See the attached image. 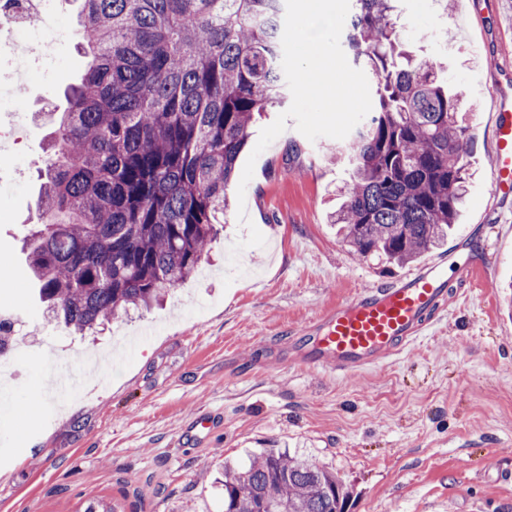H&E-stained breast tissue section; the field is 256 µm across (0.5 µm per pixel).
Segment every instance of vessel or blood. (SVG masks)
Instances as JSON below:
<instances>
[{"label":"vessel or blood","instance_id":"vessel-or-blood-1","mask_svg":"<svg viewBox=\"0 0 512 512\" xmlns=\"http://www.w3.org/2000/svg\"><path fill=\"white\" fill-rule=\"evenodd\" d=\"M495 96L491 184L496 194L507 196L512 194V80L498 83ZM447 307L448 264L442 261L336 304L302 340L300 360L336 375L356 374L426 336Z\"/></svg>","mask_w":512,"mask_h":512}]
</instances>
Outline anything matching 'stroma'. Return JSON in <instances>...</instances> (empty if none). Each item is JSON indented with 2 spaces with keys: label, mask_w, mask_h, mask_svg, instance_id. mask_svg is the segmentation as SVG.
<instances>
[{
  "label": "stroma",
  "mask_w": 512,
  "mask_h": 512,
  "mask_svg": "<svg viewBox=\"0 0 512 512\" xmlns=\"http://www.w3.org/2000/svg\"><path fill=\"white\" fill-rule=\"evenodd\" d=\"M401 38L440 68L467 108L473 135L466 192L441 248L410 267L351 253L330 214L347 162L337 142L295 127L252 156L250 129L236 166L255 157L245 206H230L209 260L149 310L116 316L82 336L49 320L23 240L39 218L38 171L50 114L87 59L67 45L35 63L18 112H0V309L15 316L0 358V512H224L225 461L248 464L286 448L336 472L355 491L350 512H512V198L488 187L492 91L512 69V0H398ZM231 284L229 250L248 231ZM478 263L449 272L448 311L434 334L392 362L350 377L303 366L299 335L325 310L442 258ZM55 371L84 379L66 399L40 387ZM210 415V429L192 421Z\"/></svg>",
  "instance_id": "1"
}]
</instances>
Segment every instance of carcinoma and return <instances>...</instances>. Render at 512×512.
Segmentation results:
<instances>
[{
	"label": "carcinoma",
	"instance_id": "obj_1",
	"mask_svg": "<svg viewBox=\"0 0 512 512\" xmlns=\"http://www.w3.org/2000/svg\"><path fill=\"white\" fill-rule=\"evenodd\" d=\"M81 2L90 61L65 91L27 255L48 315L79 333L191 276L255 115L288 94L285 0ZM396 27L395 0H353L346 42L378 99L344 146L353 180L331 223L354 255L402 266L448 241L472 134L458 94ZM223 485L224 512H348L336 474L275 449L224 469Z\"/></svg>",
	"mask_w": 512,
	"mask_h": 512
}]
</instances>
